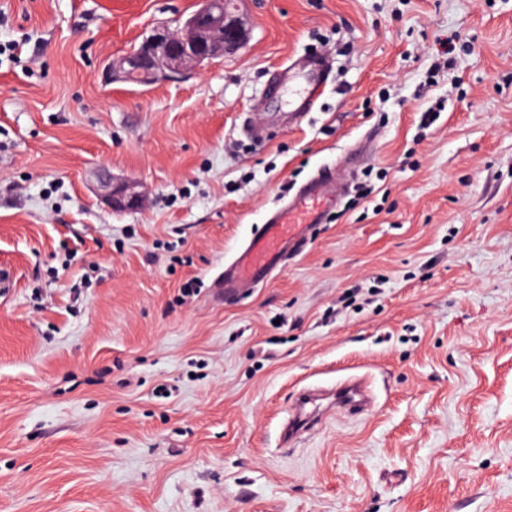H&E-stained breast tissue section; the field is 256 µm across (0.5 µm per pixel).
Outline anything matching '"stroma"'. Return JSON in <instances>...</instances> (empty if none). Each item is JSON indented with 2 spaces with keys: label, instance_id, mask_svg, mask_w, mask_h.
Segmentation results:
<instances>
[{
  "label": "stroma",
  "instance_id": "1",
  "mask_svg": "<svg viewBox=\"0 0 512 512\" xmlns=\"http://www.w3.org/2000/svg\"><path fill=\"white\" fill-rule=\"evenodd\" d=\"M197 2L0 0V42L30 37L0 63V512H512V0H242L237 51L106 79ZM308 50L316 112L251 144ZM344 161L307 244L225 293ZM104 163L143 209L95 195ZM366 373L372 410L281 448L304 386ZM338 183L337 169H323L274 211L260 233L254 235L235 260L225 267V293L264 282L288 247L305 238L310 224L323 222L336 199Z\"/></svg>",
  "mask_w": 512,
  "mask_h": 512
}]
</instances>
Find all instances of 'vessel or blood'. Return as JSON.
<instances>
[{
	"instance_id": "b4317fda",
	"label": "vessel or blood",
	"mask_w": 512,
	"mask_h": 512,
	"mask_svg": "<svg viewBox=\"0 0 512 512\" xmlns=\"http://www.w3.org/2000/svg\"><path fill=\"white\" fill-rule=\"evenodd\" d=\"M333 63L321 52H309L286 61L278 71L273 91L283 96L291 118L313 112L331 79ZM339 173L325 169L307 181L286 204L273 212L260 233L254 235L235 260L224 269V289L231 292L264 282L278 266L289 246L302 241L310 225L322 223L337 193ZM365 398L359 380L336 388L330 407H357ZM320 422L314 394L306 393L289 412V436H297Z\"/></svg>"
}]
</instances>
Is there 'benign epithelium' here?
I'll return each mask as SVG.
<instances>
[{"label":"benign epithelium","instance_id":"7a95c632","mask_svg":"<svg viewBox=\"0 0 512 512\" xmlns=\"http://www.w3.org/2000/svg\"><path fill=\"white\" fill-rule=\"evenodd\" d=\"M239 0H199L201 7L189 19L177 16L172 24L152 29L135 52L109 60L114 79L136 75L148 83L174 79L202 70L206 61L238 49L245 27L238 14ZM101 197L115 212L138 210L146 204L139 183L118 179L106 168L98 172Z\"/></svg>","mask_w":512,"mask_h":512}]
</instances>
